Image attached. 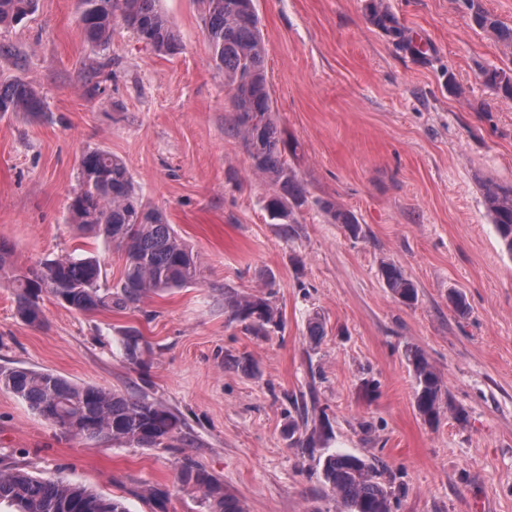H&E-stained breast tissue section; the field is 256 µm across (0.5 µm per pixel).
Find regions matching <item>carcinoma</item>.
<instances>
[{
    "mask_svg": "<svg viewBox=\"0 0 512 512\" xmlns=\"http://www.w3.org/2000/svg\"><path fill=\"white\" fill-rule=\"evenodd\" d=\"M36 0H0V24L18 23L33 13ZM84 39L104 46L117 23L131 30L153 51L177 49V39L158 0H78ZM210 47V65L224 73V87L233 105V130L241 137L253 170L269 178L276 191L267 197L270 219L297 223L295 209L305 203V189L286 159L287 143L272 115L265 73V44L253 0H202ZM473 22L498 40L512 44V28L491 17L478 0H461ZM371 22L400 39L405 50L419 59L427 51L404 37L399 22L375 6ZM485 82L512 97V75L500 69L484 72ZM43 102L35 86L24 80L0 84V113L40 112ZM487 214L505 250L512 255V187L484 185ZM320 208L333 223L351 234L360 231L355 216L326 200ZM148 210L141 221L139 214ZM71 223L89 230L125 251L119 280L108 288L105 263L94 253L47 260L26 271L11 272L17 313L29 325L43 321L41 301L48 294L59 304L78 311L126 308L149 294L185 288L200 282L201 265L192 250L168 223L165 215L136 188L126 164L111 152L97 149L80 164V186L70 197ZM384 282L401 303L417 300V288L404 269L388 264ZM224 310L255 335L281 328L280 315L263 294H224ZM125 359L146 364L150 348L134 330L121 337ZM415 381L418 413L429 423L438 420L448 390L424 353L406 351ZM0 390L24 401L38 416L80 438L135 443L167 448L181 429L180 419L147 395L130 396L106 387L74 383L45 370L25 367L0 369ZM325 485L336 496L342 512H392L391 493L379 482L377 466L361 457L333 453L322 464ZM177 484L204 496L208 512H245L240 502L224 492V485L203 466L185 457L176 467ZM11 512H129L125 503L84 485L59 477L37 478L21 470H0V504Z\"/></svg>",
    "mask_w": 512,
    "mask_h": 512,
    "instance_id": "1",
    "label": "carcinoma"
}]
</instances>
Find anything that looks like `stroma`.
<instances>
[{"mask_svg": "<svg viewBox=\"0 0 512 512\" xmlns=\"http://www.w3.org/2000/svg\"><path fill=\"white\" fill-rule=\"evenodd\" d=\"M373 2L254 0L273 115L306 190L288 236L264 209L273 183L232 129L198 0H159L179 42L171 54L120 25L108 46H92L77 0H36L32 15L0 27V83L32 82L44 102L0 114L11 267L97 253L118 280L122 251L68 219L81 159L99 148L126 163L203 271L199 284L126 310L79 312L47 297L37 326L19 318L0 275V368L144 393L182 421L169 448L88 441L0 390V470L56 475L130 512H205L201 493L175 479L187 456L246 512H340L321 475L336 451L376 464L393 512H512V256L483 203L484 184L512 186V99L482 76L512 70V46L458 0H383L430 46L423 64L371 23ZM323 200L353 212L360 237L332 223ZM388 263L414 281L417 302L388 291ZM268 291L282 330L255 336L224 311L225 293ZM132 328L150 346L141 367L119 344ZM415 347L448 389L433 424L414 407L405 352ZM148 486L167 491L164 504L142 498Z\"/></svg>", "mask_w": 512, "mask_h": 512, "instance_id": "obj_1", "label": "stroma"}]
</instances>
